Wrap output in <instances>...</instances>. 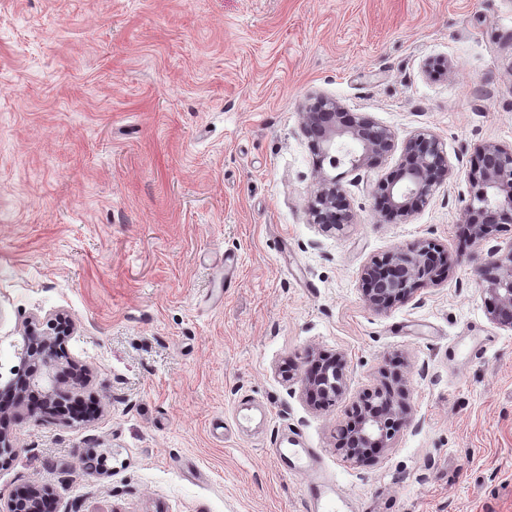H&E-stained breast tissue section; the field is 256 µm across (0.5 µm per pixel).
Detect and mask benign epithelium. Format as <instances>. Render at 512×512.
<instances>
[{"mask_svg": "<svg viewBox=\"0 0 512 512\" xmlns=\"http://www.w3.org/2000/svg\"><path fill=\"white\" fill-rule=\"evenodd\" d=\"M301 130L319 159H329L335 168L347 161L352 169L370 168L395 148V136L371 117L348 110L340 102L313 94L302 106ZM453 168L444 143L431 131L419 130L403 144L401 161L379 185L376 197L384 218L399 223L420 212L436 187L448 180ZM481 185L478 206L464 215L465 236L473 242L496 237L512 224V147L485 143L477 146L471 170ZM311 223L325 232L344 229L353 216L346 190L336 178L321 171L309 203ZM491 249L477 268L483 291L488 295L491 319L512 330V250L497 257ZM451 264L430 243H418L365 265L361 272L365 304L381 312L398 301L413 299L420 290L450 275ZM70 318L62 313L49 323V330L26 327L20 350L22 367L16 377L0 388V399L22 404L30 395L38 407L28 415L41 418L68 414L69 394L63 389L66 375L82 382L86 366L68 357L65 340L73 334ZM347 360L340 354L307 355L303 368L293 363L284 380L297 381L310 406L322 409L335 402L344 390ZM408 407L400 387L385 380L364 391L351 408V420L341 427L336 448L356 462H363L374 451L388 447V441L406 425ZM11 418L0 407V467L14 455L10 433ZM52 492L46 486L31 484L10 495L0 512H46Z\"/></svg>", "mask_w": 512, "mask_h": 512, "instance_id": "obj_1", "label": "benign epithelium"}]
</instances>
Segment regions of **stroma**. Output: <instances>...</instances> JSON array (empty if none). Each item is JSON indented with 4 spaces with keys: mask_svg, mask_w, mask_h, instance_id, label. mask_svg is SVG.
<instances>
[{
    "mask_svg": "<svg viewBox=\"0 0 512 512\" xmlns=\"http://www.w3.org/2000/svg\"><path fill=\"white\" fill-rule=\"evenodd\" d=\"M322 93L395 136L340 164L352 224L309 221L318 165L302 105ZM427 129L453 178L406 222L378 184ZM512 146V0H0V378L28 320L66 312L89 368L83 420L15 411L0 496L55 512H308L281 455L307 448L359 512H512V331L466 242L477 144ZM438 245L447 280L377 312L372 259ZM236 256L234 287L224 257ZM348 360L312 409L280 368ZM397 375L409 423L375 461L336 430ZM52 492L46 486L31 484L10 495L1 512H47L51 506Z\"/></svg>",
    "mask_w": 512,
    "mask_h": 512,
    "instance_id": "1",
    "label": "stroma"
}]
</instances>
